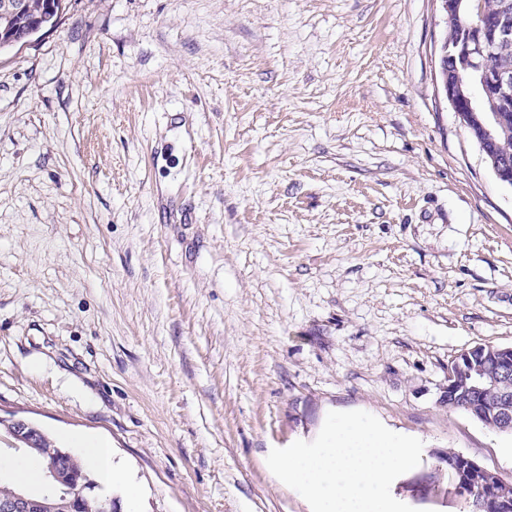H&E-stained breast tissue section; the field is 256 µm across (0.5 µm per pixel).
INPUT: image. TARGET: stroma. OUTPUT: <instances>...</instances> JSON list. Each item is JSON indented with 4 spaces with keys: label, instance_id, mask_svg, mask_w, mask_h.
Instances as JSON below:
<instances>
[{
    "label": "stroma",
    "instance_id": "1",
    "mask_svg": "<svg viewBox=\"0 0 512 512\" xmlns=\"http://www.w3.org/2000/svg\"><path fill=\"white\" fill-rule=\"evenodd\" d=\"M0 53V417L91 440L137 512H311L266 464L362 410L391 486L512 482L448 368L512 347V188L440 91L438 0H66Z\"/></svg>",
    "mask_w": 512,
    "mask_h": 512
}]
</instances>
